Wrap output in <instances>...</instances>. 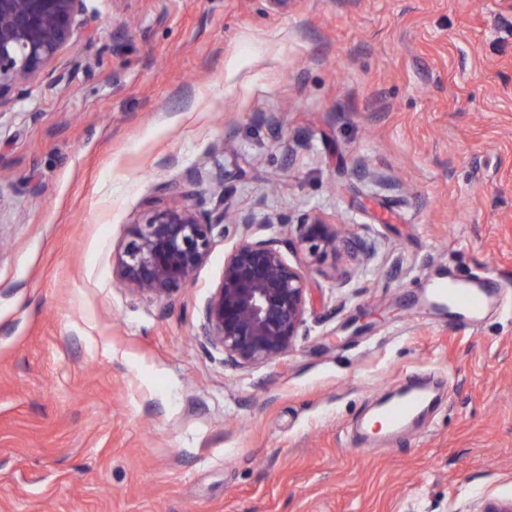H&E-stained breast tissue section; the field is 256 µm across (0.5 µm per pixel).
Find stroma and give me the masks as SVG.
I'll use <instances>...</instances> for the list:
<instances>
[{"label":"stroma","mask_w":512,"mask_h":512,"mask_svg":"<svg viewBox=\"0 0 512 512\" xmlns=\"http://www.w3.org/2000/svg\"><path fill=\"white\" fill-rule=\"evenodd\" d=\"M85 32L0 106V512H479L512 498V0H87ZM66 81L56 84V70ZM190 202L308 212L377 245L312 263L289 356L236 369L198 315L116 272L131 225ZM413 374L421 427L359 445ZM496 288V282L490 279L473 281L448 275V280L429 288V294L434 302L443 307L448 305L451 313L472 324L484 308L495 302Z\"/></svg>","instance_id":"stroma-1"}]
</instances>
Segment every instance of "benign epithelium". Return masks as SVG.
I'll return each instance as SVG.
<instances>
[{
    "mask_svg": "<svg viewBox=\"0 0 512 512\" xmlns=\"http://www.w3.org/2000/svg\"><path fill=\"white\" fill-rule=\"evenodd\" d=\"M86 0H0V105L55 61L78 34ZM167 203L132 225L117 260L130 289L160 302L176 298L209 258L217 239L233 236L224 271L199 313V335L224 351V363L249 368L288 356L304 335L310 273L288 261L300 249L319 262L343 247L366 259L376 245L343 238L334 224L309 213L288 224V237L254 236L252 214L202 212L186 200Z\"/></svg>",
    "mask_w": 512,
    "mask_h": 512,
    "instance_id": "benign-epithelium-1",
    "label": "benign epithelium"
}]
</instances>
